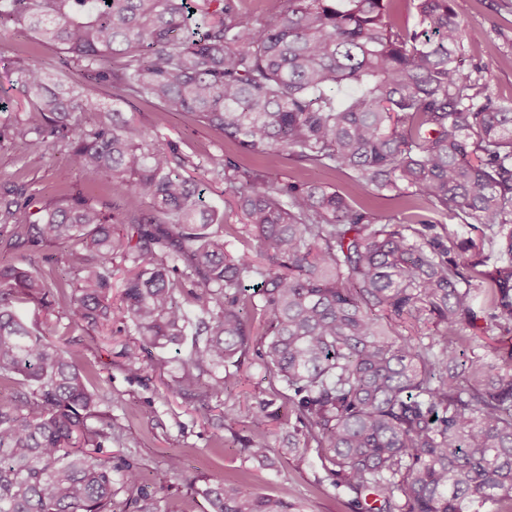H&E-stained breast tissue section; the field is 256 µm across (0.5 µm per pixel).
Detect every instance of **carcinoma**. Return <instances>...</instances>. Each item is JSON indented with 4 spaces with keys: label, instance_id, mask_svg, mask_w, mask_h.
Masks as SVG:
<instances>
[{
    "label": "carcinoma",
    "instance_id": "carcinoma-1",
    "mask_svg": "<svg viewBox=\"0 0 512 512\" xmlns=\"http://www.w3.org/2000/svg\"><path fill=\"white\" fill-rule=\"evenodd\" d=\"M401 3L285 0L251 20L240 0H0V28L65 54L55 72L17 54V91L38 119L0 125V138L27 144L33 134L66 156L58 204L21 224L31 197L15 185L0 196V223L32 253L75 243L66 263L80 274L68 296L61 275L0 263V512H113L118 489L144 480L104 455L103 398L76 351L21 319L20 295L47 307L68 299L73 327L122 315L140 336L125 352L132 371L145 347L183 342L194 304L208 316L203 339L171 393L218 401L227 377L216 370L249 351L258 316L268 336L258 353L337 485L378 497L374 512H512V350L462 349L480 304L512 330V101L478 100L457 66L475 36L451 0H415L414 29ZM76 75L196 116L242 154L274 163L286 151L346 172L362 195L407 190L446 217L463 214L485 227L502 265L477 272L475 287L462 272L476 267L467 251L413 228L418 216L379 224L348 192L274 186L217 155L207 173L267 265L234 254L236 228L213 229L221 218L176 171L183 158L115 108L90 129L75 120L95 108ZM344 85L358 92L339 105ZM73 170L106 181L124 204L106 212L71 192ZM118 258L133 272L114 307ZM203 496L211 512H291L287 496L253 495L236 480Z\"/></svg>",
    "mask_w": 512,
    "mask_h": 512
}]
</instances>
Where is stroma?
Returning a JSON list of instances; mask_svg holds the SVG:
<instances>
[{"mask_svg":"<svg viewBox=\"0 0 512 512\" xmlns=\"http://www.w3.org/2000/svg\"><path fill=\"white\" fill-rule=\"evenodd\" d=\"M453 7L478 35L477 41L466 43L462 67L477 77L482 94L499 101L512 100V0H453ZM22 49L38 63L59 61V51L35 44L22 29L0 30V124L33 111L32 106L17 102L13 90L17 79L14 61ZM84 92L101 108L118 107L125 119L151 129L158 146L190 157L194 165L185 174L197 179L204 205L224 214L227 223H236L223 185L204 179L200 171L210 156L235 155L234 143L223 133L152 104L137 100L113 103L108 89L89 85ZM64 163L60 149L1 139L0 190L15 184L25 186L31 197L27 218L35 220L38 211L57 204V170ZM239 163L278 186L316 182L347 192L353 189L345 173L312 166L288 153L274 164L258 156L240 158ZM417 212L428 220L425 234L443 241L452 236L470 242V255L483 259L485 272H494L497 248L484 239L480 226L435 216L423 202ZM16 308L29 327L53 340L68 341L78 351L81 365L93 373V388L105 398L101 410L112 419L113 462L126 459L139 467L149 480L150 492L169 512H209L203 491L226 478L242 481L256 494L287 493L295 512H365L353 493L337 486L316 449L300 448L302 435L288 410V389L255 353H248L233 366L222 400L205 405L195 397L170 393L182 374L191 341L150 349L140 370L134 372L123 356L125 343L137 337L132 324L113 323L111 333L105 334L91 327H71L62 304L48 309L39 301L24 298ZM262 405L269 416L258 428L252 420ZM257 440L272 449L263 465L249 453L251 442ZM293 440L298 443L294 449L289 446ZM174 457L181 461L175 472L169 468Z\"/></svg>","mask_w":512,"mask_h":512,"instance_id":"stroma-1","label":"stroma"}]
</instances>
